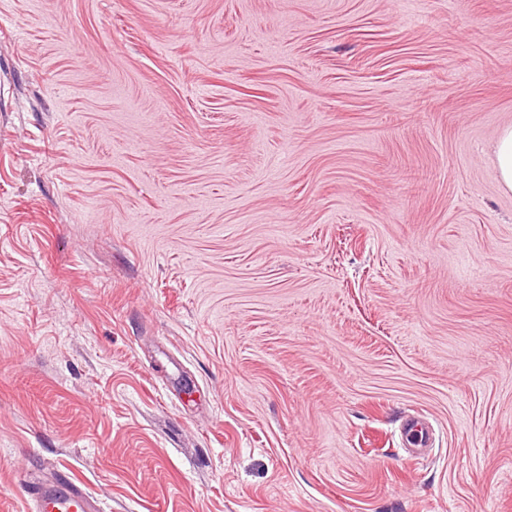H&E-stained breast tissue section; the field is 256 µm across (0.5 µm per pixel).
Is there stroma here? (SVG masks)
<instances>
[{"label":"stroma","mask_w":512,"mask_h":512,"mask_svg":"<svg viewBox=\"0 0 512 512\" xmlns=\"http://www.w3.org/2000/svg\"><path fill=\"white\" fill-rule=\"evenodd\" d=\"M511 126L512 0H0V512H512ZM496 157L501 185L510 192L512 191V127H507L500 133ZM30 488L37 512H101L100 504L81 486L56 479Z\"/></svg>","instance_id":"obj_1"}]
</instances>
